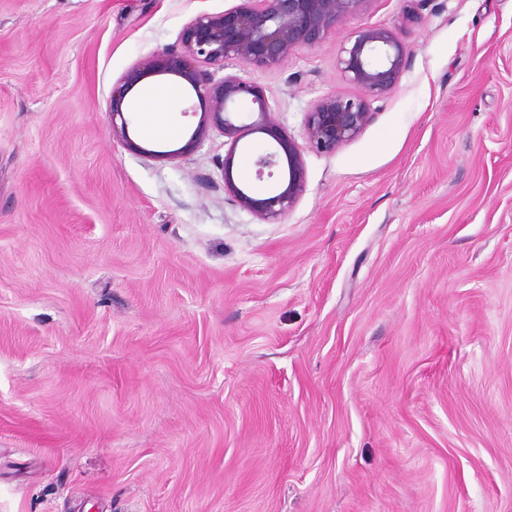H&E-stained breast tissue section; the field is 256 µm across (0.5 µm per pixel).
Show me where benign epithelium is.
Listing matches in <instances>:
<instances>
[{
    "label": "benign epithelium",
    "mask_w": 512,
    "mask_h": 512,
    "mask_svg": "<svg viewBox=\"0 0 512 512\" xmlns=\"http://www.w3.org/2000/svg\"><path fill=\"white\" fill-rule=\"evenodd\" d=\"M370 0H237L216 13L189 20L180 37L181 49L147 56L118 80L107 101L112 113V137L124 142L133 153L176 159L198 146L211 130L231 139L224 157V192L238 206L264 222L277 221L298 202L306 186L303 149L272 119L263 90L226 69L239 65L272 69L281 66L301 48L320 45L336 32L343 18L366 9ZM406 47L388 27H370L356 32L340 47L337 64L343 78L361 91L347 98L336 94L316 99L306 111L305 131L309 147L334 153L358 137L371 120L370 102L393 91L401 80ZM172 75L184 80L202 102L204 111L186 144L160 154L133 142L123 103L145 77ZM257 105L259 120L252 130L269 135L276 148L254 160L255 177L262 181L287 172L286 187L265 198H257L236 184L233 164L241 127L231 116L229 105L237 101Z\"/></svg>",
    "instance_id": "7a95c632"
}]
</instances>
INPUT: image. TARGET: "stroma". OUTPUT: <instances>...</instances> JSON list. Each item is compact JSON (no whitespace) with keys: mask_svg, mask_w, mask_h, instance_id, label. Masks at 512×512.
Here are the masks:
<instances>
[{"mask_svg":"<svg viewBox=\"0 0 512 512\" xmlns=\"http://www.w3.org/2000/svg\"><path fill=\"white\" fill-rule=\"evenodd\" d=\"M234 0H0V512H512V0H370L245 69L303 145L266 223L261 133L183 86L172 141L106 103ZM393 28L397 88L333 154L305 113L358 96L355 32Z\"/></svg>","mask_w":512,"mask_h":512,"instance_id":"1","label":"stroma"}]
</instances>
